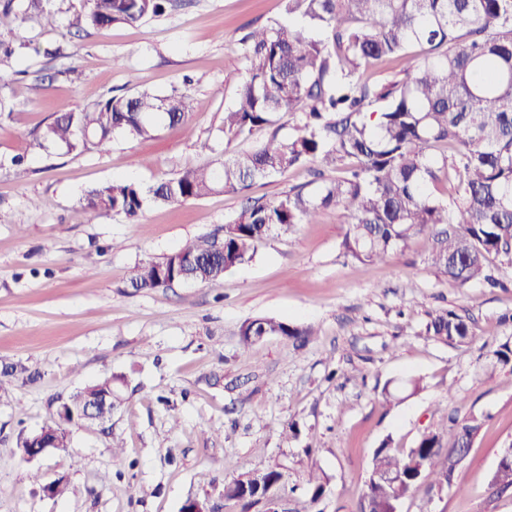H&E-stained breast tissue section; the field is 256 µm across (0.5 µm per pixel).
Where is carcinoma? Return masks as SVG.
<instances>
[{
    "label": "carcinoma",
    "instance_id": "carcinoma-1",
    "mask_svg": "<svg viewBox=\"0 0 512 512\" xmlns=\"http://www.w3.org/2000/svg\"><path fill=\"white\" fill-rule=\"evenodd\" d=\"M13 2L0 7V35L22 24L31 8L38 10L41 26H54V14L40 9V0H30L23 11ZM177 2L84 0L71 25H135ZM286 2L288 14H299L300 21L254 28L242 38L246 77L224 109L219 165L188 167L147 188L133 182L98 185L86 192L84 207L97 215L122 214L136 224L150 204L240 193L308 161L336 170V176L312 190L243 208L224 225L223 239L202 235L182 248L193 255L192 264L178 266L166 257L145 261L134 268L131 286L170 288L185 280L216 285L225 272L251 261L268 237L315 223L331 206L347 217L342 247L356 261H381L425 235L438 279L458 287L477 281L498 285L491 266L512 268V0ZM313 30L326 33L327 40L311 37ZM413 47L420 48L421 61L404 78H362L366 64L404 59ZM190 112L192 99L184 91H136L57 115L43 138L69 151H105L116 133L150 137L164 122H185ZM295 114L288 136L275 133L249 151L236 150L237 143ZM451 174L457 189L449 202L434 188ZM426 333L446 342L471 336L468 323L448 309L430 315ZM260 336L305 343L313 330L266 317L242 325L243 348ZM111 393L112 377L106 376L66 403L76 411ZM71 424L57 410L52 423L21 439L20 448L42 435L65 449ZM480 428L474 415H445L437 430L423 434L406 453L382 444L371 471L395 470L402 479L397 485H367L358 512H384L401 502L416 488L423 467L438 483L452 485ZM287 488L288 474L276 465L263 470L259 487L238 479L224 484V500L240 512H263L264 500ZM324 490L321 478L309 476L303 483L306 508L289 512H317Z\"/></svg>",
    "mask_w": 512,
    "mask_h": 512
}]
</instances>
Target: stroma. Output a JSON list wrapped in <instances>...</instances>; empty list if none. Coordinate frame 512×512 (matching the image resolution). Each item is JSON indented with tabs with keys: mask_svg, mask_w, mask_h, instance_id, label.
I'll list each match as a JSON object with an SVG mask.
<instances>
[{
	"mask_svg": "<svg viewBox=\"0 0 512 512\" xmlns=\"http://www.w3.org/2000/svg\"><path fill=\"white\" fill-rule=\"evenodd\" d=\"M55 28L28 19L0 64V512H180L190 498L220 500L226 482L279 465L295 498L307 470L323 473L320 512H357L373 451L415 447L443 410L479 417L481 429L454 488L422 477L401 512H512V489L493 487L512 445V365L493 366L512 343V269L500 287L438 279L416 236L373 264L346 256L336 209L270 236L221 284L137 290L139 263L198 236H223L246 203L269 202L316 177L311 165L177 205H151L141 223L86 212L82 197L110 181L151 185L224 153V110L241 76L250 28L288 19L284 0H184L137 26L75 32L82 0H48ZM53 55H45V48ZM188 92L187 122L154 136H114L108 151H66L43 141L55 114L113 95ZM24 159V174L12 161ZM451 308L472 331L462 342L426 333ZM309 327L304 346L269 336L240 344L248 319ZM112 376V419L74 427L67 449L35 460L20 439L43 426L58 399ZM423 388L411 391L409 379ZM399 398L385 403V388ZM297 437L284 441L287 424ZM121 445L124 463L114 466ZM64 478L63 496L43 486Z\"/></svg>",
	"mask_w": 512,
	"mask_h": 512,
	"instance_id": "1",
	"label": "stroma"
}]
</instances>
